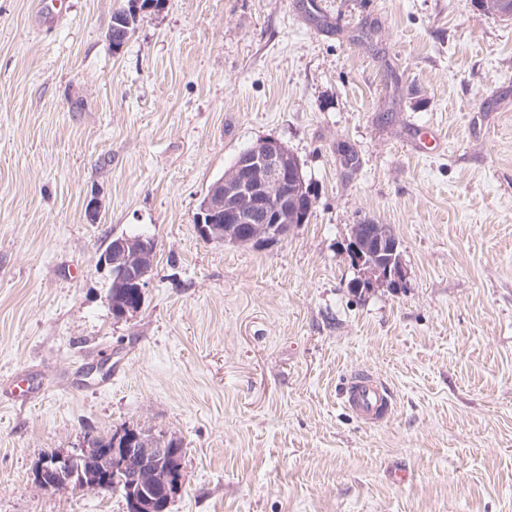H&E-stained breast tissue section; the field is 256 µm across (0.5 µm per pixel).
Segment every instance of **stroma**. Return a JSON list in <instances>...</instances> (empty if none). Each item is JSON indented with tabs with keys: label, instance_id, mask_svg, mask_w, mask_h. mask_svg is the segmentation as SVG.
Masks as SVG:
<instances>
[{
	"label": "stroma",
	"instance_id": "obj_1",
	"mask_svg": "<svg viewBox=\"0 0 512 512\" xmlns=\"http://www.w3.org/2000/svg\"><path fill=\"white\" fill-rule=\"evenodd\" d=\"M0 0V512H127L45 456L134 428L183 448L168 512H512V21L471 0ZM436 129L420 154L410 129ZM274 138L314 206L267 244L202 237L209 185ZM355 154L356 164L345 161ZM97 200L98 217L86 205ZM356 224L405 276L361 294ZM156 250L116 320L100 264ZM382 377L393 415L341 404ZM403 469L407 482L392 481ZM136 17L131 11L130 6L127 9H120L112 15V48L118 50L124 45L130 33L134 29ZM155 253L153 240L145 241L143 237L129 238L123 236L115 239L111 246L101 255L100 263L109 269L112 278V288L119 290L137 288L138 293L126 302L114 307L113 314L117 319L127 318L136 312L147 288L148 274L146 267L152 264ZM343 403L359 421L371 425L380 423L391 412L394 399L379 376L363 373L348 382Z\"/></svg>",
	"mask_w": 512,
	"mask_h": 512
}]
</instances>
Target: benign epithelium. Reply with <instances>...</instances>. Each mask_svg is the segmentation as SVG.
<instances>
[{
	"label": "benign epithelium",
	"instance_id": "1",
	"mask_svg": "<svg viewBox=\"0 0 512 512\" xmlns=\"http://www.w3.org/2000/svg\"><path fill=\"white\" fill-rule=\"evenodd\" d=\"M300 179L301 173L282 142L274 138L258 141L242 152L236 164L210 187L201 210L195 215L199 232L207 239L215 237L238 245L253 244L262 234L268 242L276 241L288 232L291 210L286 192L288 183ZM371 234L388 239L383 224L374 228L353 226L350 252L355 264L362 268L360 287L395 288L404 276L397 245L390 244V252L384 256L371 255L367 246ZM154 253V241L123 236L115 239L101 255L100 263L109 269L112 287L138 289L136 296L114 307L115 318L123 319L140 308L148 285L147 266L152 263ZM89 452L88 443L84 442L71 453L45 458L36 466L34 476L49 490L73 487L98 491L110 485L112 474L135 458L144 468L126 486L129 512H158V499L146 490L157 482L163 485L170 499L182 490L181 471L171 464L182 452L176 441L146 439L128 428H119L112 432V452L98 453L93 474L85 475L79 468H69L72 459Z\"/></svg>",
	"mask_w": 512,
	"mask_h": 512
}]
</instances>
